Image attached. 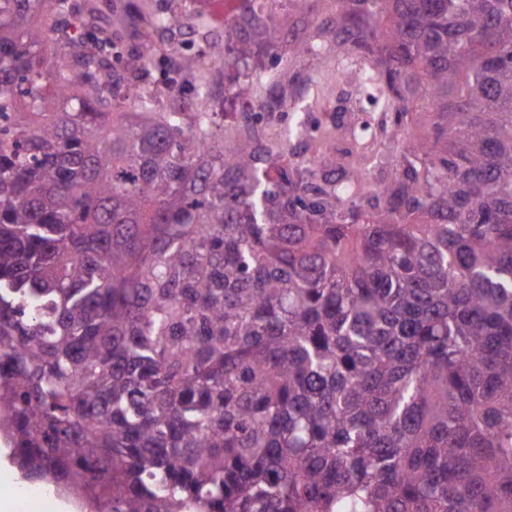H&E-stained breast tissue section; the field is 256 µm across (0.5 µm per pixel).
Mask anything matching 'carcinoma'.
<instances>
[{"mask_svg":"<svg viewBox=\"0 0 512 512\" xmlns=\"http://www.w3.org/2000/svg\"><path fill=\"white\" fill-rule=\"evenodd\" d=\"M333 2L304 45L354 37L393 150L374 195L250 112L217 124L251 38L183 55L195 111L126 112L101 80L124 18L0 0V435L26 479L94 512H512V0Z\"/></svg>","mask_w":512,"mask_h":512,"instance_id":"1","label":"carcinoma"}]
</instances>
